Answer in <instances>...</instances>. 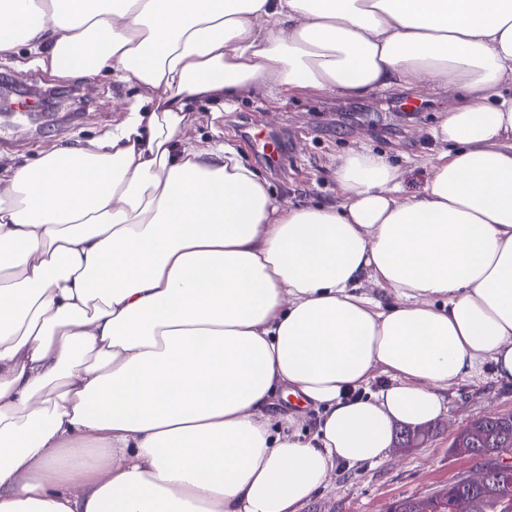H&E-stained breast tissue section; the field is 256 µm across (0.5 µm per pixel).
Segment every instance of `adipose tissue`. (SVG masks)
Returning a JSON list of instances; mask_svg holds the SVG:
<instances>
[{"instance_id": "ef3b65f1", "label": "adipose tissue", "mask_w": 512, "mask_h": 512, "mask_svg": "<svg viewBox=\"0 0 512 512\" xmlns=\"http://www.w3.org/2000/svg\"><path fill=\"white\" fill-rule=\"evenodd\" d=\"M22 44L137 92L0 172V512H300L482 367L512 388V0H0ZM412 85L456 98L412 198L352 150L343 202L285 204L187 136L200 101Z\"/></svg>"}]
</instances>
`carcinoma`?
Segmentation results:
<instances>
[{"label":"carcinoma","mask_w":512,"mask_h":512,"mask_svg":"<svg viewBox=\"0 0 512 512\" xmlns=\"http://www.w3.org/2000/svg\"><path fill=\"white\" fill-rule=\"evenodd\" d=\"M459 443L471 449V457L481 466H489L495 451L512 449V413L479 418L461 433ZM462 499L467 501V512H512V477L480 487L455 484L418 498L407 496L393 502V512H458Z\"/></svg>","instance_id":"cac0c4a2"}]
</instances>
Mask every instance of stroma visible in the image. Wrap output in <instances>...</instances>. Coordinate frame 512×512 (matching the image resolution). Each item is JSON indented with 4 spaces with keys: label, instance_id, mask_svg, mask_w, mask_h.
I'll list each match as a JSON object with an SVG mask.
<instances>
[{
    "label": "stroma",
    "instance_id": "stroma-1",
    "mask_svg": "<svg viewBox=\"0 0 512 512\" xmlns=\"http://www.w3.org/2000/svg\"><path fill=\"white\" fill-rule=\"evenodd\" d=\"M36 58L23 45L16 55L0 59V85L12 87L8 99L0 98V107L28 90L58 94L52 106L34 104L14 120L6 133L8 145L0 147L1 170L32 162L54 147L109 140L125 118L120 101L134 94L108 74L90 82L54 78L36 65ZM408 98L417 99L419 111H395V103ZM453 102L452 95L427 87L376 90L356 98L258 91L219 110L196 105L191 134L234 148L246 164L263 171L281 198L338 199L332 163L337 155L364 147L392 156L406 173L404 192L413 195L424 188L438 156L432 130ZM273 132L284 148L277 173L260 154L261 142ZM447 396L443 421L419 429L409 447L391 449L380 464L338 467L330 484L301 512H384L399 498L432 493L474 471V461L452 453L454 436L474 419L512 413V389L498 387L486 369L449 388Z\"/></svg>",
    "mask_w": 512,
    "mask_h": 512
}]
</instances>
